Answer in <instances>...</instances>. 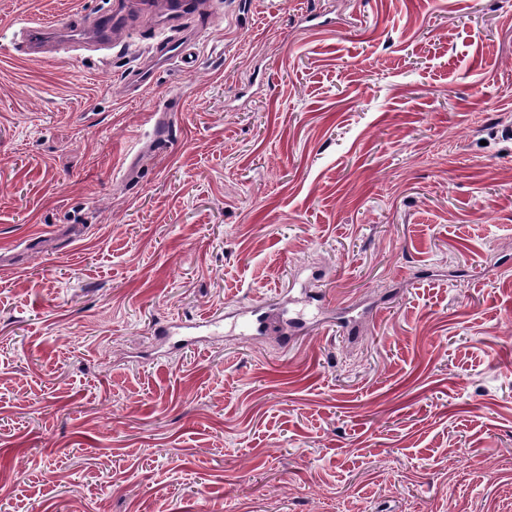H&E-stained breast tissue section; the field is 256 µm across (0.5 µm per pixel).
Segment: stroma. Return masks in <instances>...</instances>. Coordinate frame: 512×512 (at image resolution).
Masks as SVG:
<instances>
[{
    "label": "stroma",
    "mask_w": 512,
    "mask_h": 512,
    "mask_svg": "<svg viewBox=\"0 0 512 512\" xmlns=\"http://www.w3.org/2000/svg\"><path fill=\"white\" fill-rule=\"evenodd\" d=\"M211 2L131 97L166 0L41 62L108 0H0V512H512V0ZM23 30L22 52L30 59L40 58L46 53L48 40L42 35L40 26L25 25ZM250 317L245 315L244 319L238 326L240 329L239 335H244L245 331L250 336H240L242 338H255L256 335H265L271 331H281L276 317L280 316V313H275L273 309H267L265 305H259L254 307L248 314ZM223 317L220 315L212 316L211 319H206L199 322L183 323L171 321L167 323H158L154 329V336L158 337H169L180 333L183 329H194L202 331L203 328H207L211 323L222 321Z\"/></svg>",
    "instance_id": "35a3bbf8"
}]
</instances>
